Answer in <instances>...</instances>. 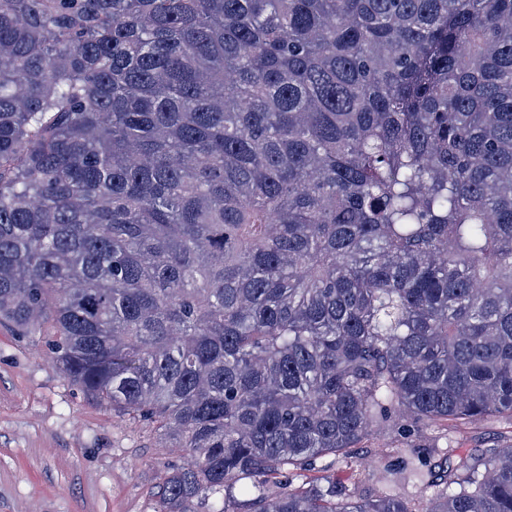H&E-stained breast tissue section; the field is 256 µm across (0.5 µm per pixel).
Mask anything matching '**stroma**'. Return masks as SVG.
<instances>
[{
	"mask_svg": "<svg viewBox=\"0 0 512 512\" xmlns=\"http://www.w3.org/2000/svg\"><path fill=\"white\" fill-rule=\"evenodd\" d=\"M394 444L422 458L466 455L512 443V419L403 426ZM175 449L146 422L112 410L72 383L41 337L0 326V512H156ZM374 442L348 456L315 458L309 477L373 493Z\"/></svg>",
	"mask_w": 512,
	"mask_h": 512,
	"instance_id": "35a3bbf8",
	"label": "stroma"
}]
</instances>
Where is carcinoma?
Returning <instances> with one entry per match:
<instances>
[{"instance_id":"obj_1","label":"carcinoma","mask_w":512,"mask_h":512,"mask_svg":"<svg viewBox=\"0 0 512 512\" xmlns=\"http://www.w3.org/2000/svg\"><path fill=\"white\" fill-rule=\"evenodd\" d=\"M0 325L164 432L157 512H512V0H0ZM511 435L510 418L491 416L470 423H448V428L423 423L401 426L392 434V441L407 451H420V456L428 461L433 456L466 455L479 448L511 444ZM377 440L364 441L358 448H352L347 458L333 454L317 457L312 461L310 470L304 474L308 477L330 476L336 483L352 487L357 483L368 494L375 492L376 483L372 474L381 469L383 462L376 456L381 448H375Z\"/></svg>"}]
</instances>
